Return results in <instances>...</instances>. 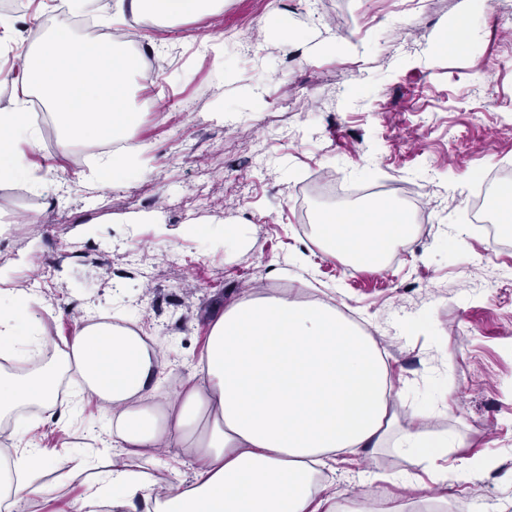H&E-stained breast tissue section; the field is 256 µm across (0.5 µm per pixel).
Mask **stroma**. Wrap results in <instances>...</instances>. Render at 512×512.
Returning <instances> with one entry per match:
<instances>
[{"label":"stroma","mask_w":512,"mask_h":512,"mask_svg":"<svg viewBox=\"0 0 512 512\" xmlns=\"http://www.w3.org/2000/svg\"><path fill=\"white\" fill-rule=\"evenodd\" d=\"M38 4L0 11L25 30L0 67H18L30 42L65 21ZM286 13L296 18L288 45L277 24ZM461 16L466 39L437 50ZM220 36L238 52L211 51ZM138 43L159 50L153 83L134 94L143 167L97 189L95 155L71 164L50 138L52 113L34 112L32 179L0 184L9 224L0 275L28 286L54 356L76 322L110 315L154 340L185 378L229 299L253 288L335 290L389 363L401 424L421 409L430 429L461 440L451 455L472 473L449 479V500L512 512V288L486 287L512 269V248L462 221L470 186L512 157V23L478 0H224L214 18L141 22ZM491 60L501 68L486 70ZM325 169L347 189L413 180L433 221L415 225L385 269L346 275L294 205L298 173ZM35 180L59 203L44 206ZM26 252L34 268L17 265ZM100 426L84 403L37 435L65 453ZM362 469L397 478L392 491L408 508L436 490L392 448L333 463V490L371 494L351 479Z\"/></svg>","instance_id":"stroma-1"}]
</instances>
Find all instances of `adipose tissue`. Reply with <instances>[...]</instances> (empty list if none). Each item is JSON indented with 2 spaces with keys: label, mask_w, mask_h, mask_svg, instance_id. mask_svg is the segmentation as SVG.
Masks as SVG:
<instances>
[{
  "label": "adipose tissue",
  "mask_w": 512,
  "mask_h": 512,
  "mask_svg": "<svg viewBox=\"0 0 512 512\" xmlns=\"http://www.w3.org/2000/svg\"><path fill=\"white\" fill-rule=\"evenodd\" d=\"M222 7L223 0H115L104 23H175L218 15ZM144 62V53L127 52L113 36L88 40L59 28L31 43L23 86L51 107L66 152L127 135L137 121L129 79L143 75ZM40 149L27 101L15 98L0 110V184L29 178V156ZM314 235L328 256L380 269L407 242L410 226L394 207L377 205L326 212ZM20 335L55 342L26 290L1 288L0 350L13 349ZM168 376L154 345L108 319L77 322L51 364L0 366V426L9 428L15 450L14 457L0 455V512L44 495L36 480L47 470L62 485L83 487L71 512H366L359 500L337 498L319 476L336 455L390 446L415 456L440 487L427 506H448L445 462L454 440L400 426L387 362L333 296L308 301L263 288L231 299L210 325L195 374L165 394ZM66 379L95 402L112 439L100 450L102 474L80 456H51L38 442L37 422L17 419L36 407L65 421L72 412L59 404ZM172 447L181 449L191 475L160 489L136 462Z\"/></svg>",
  "instance_id": "1"
}]
</instances>
